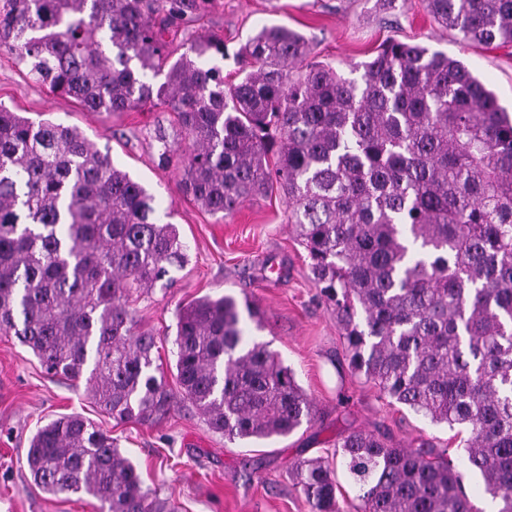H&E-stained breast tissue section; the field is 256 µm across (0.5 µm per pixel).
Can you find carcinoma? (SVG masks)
<instances>
[{"mask_svg": "<svg viewBox=\"0 0 512 512\" xmlns=\"http://www.w3.org/2000/svg\"><path fill=\"white\" fill-rule=\"evenodd\" d=\"M210 0H6L0 52L100 114L162 108L190 143L179 186L220 219L282 191L352 375L433 424L464 426L458 462L384 434L336 444L364 512H473L462 467L512 512V116L459 59L389 38L346 78L309 41L264 26L224 39L186 24ZM463 45L512 46V0H425ZM184 48L170 61L169 47ZM164 76L161 83L155 82ZM159 165L173 143L158 130ZM155 195L77 127L0 105V334L46 371L85 379L119 423L188 403L228 441L286 436L314 403L264 343L246 346L237 299L176 310V381L134 295L188 261ZM33 484L98 512H175L102 427L67 414L30 440ZM311 512H341L336 470L296 464Z\"/></svg>", "mask_w": 512, "mask_h": 512, "instance_id": "1", "label": "carcinoma"}]
</instances>
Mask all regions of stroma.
Segmentation results:
<instances>
[{
	"instance_id": "stroma-1",
	"label": "stroma",
	"mask_w": 512,
	"mask_h": 512,
	"mask_svg": "<svg viewBox=\"0 0 512 512\" xmlns=\"http://www.w3.org/2000/svg\"><path fill=\"white\" fill-rule=\"evenodd\" d=\"M274 24L304 35L316 60L345 74L352 64L368 61L389 37L447 52L463 59L512 110V47L460 45L422 0H407L393 11L381 0H211L191 29L223 38L224 75L231 79L238 69L236 52L254 31ZM0 104L35 121L79 127L153 191L161 211L171 213L189 261L171 287L154 288L132 304L140 327L157 338L168 382L176 380L177 308L205 295L229 294L251 300L260 310L261 322L244 320L245 333L279 355L315 405L311 423L288 436L259 441H228L189 406L158 421L119 423L87 398L84 383L47 375L14 337L0 335V512H94L91 498L53 497L30 480L28 441L39 426L62 414H81L111 431L145 485L178 512H310L291 480L294 465L325 457L340 466L336 444L354 430L384 433L411 449L423 443L447 448L452 435L447 426L389 403L372 384L350 374L336 318L317 296L281 191L269 190L234 215L216 219L180 189L179 161L158 163L157 129H165L178 151L188 147L172 113L84 111L5 53H0Z\"/></svg>"
}]
</instances>
